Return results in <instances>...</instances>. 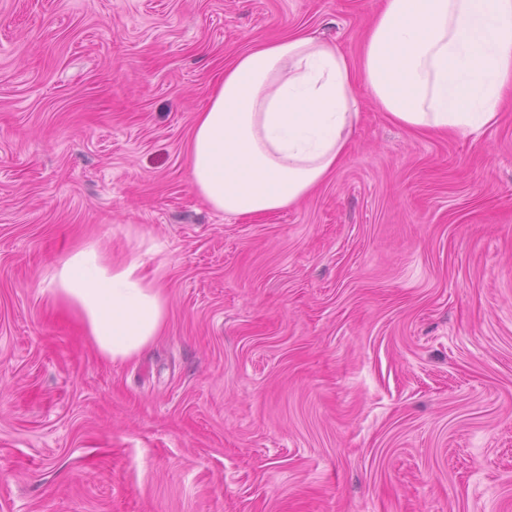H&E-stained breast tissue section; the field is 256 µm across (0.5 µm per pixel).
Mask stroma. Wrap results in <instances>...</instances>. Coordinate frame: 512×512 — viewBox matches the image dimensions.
<instances>
[{
  "label": "stroma",
  "mask_w": 512,
  "mask_h": 512,
  "mask_svg": "<svg viewBox=\"0 0 512 512\" xmlns=\"http://www.w3.org/2000/svg\"><path fill=\"white\" fill-rule=\"evenodd\" d=\"M381 0H0V512H512V105L429 136L358 88L336 173L234 217L189 145L224 68ZM168 303L104 358L43 278L86 241Z\"/></svg>",
  "instance_id": "35a3bbf8"
}]
</instances>
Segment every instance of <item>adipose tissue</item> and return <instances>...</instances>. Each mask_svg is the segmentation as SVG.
Masks as SVG:
<instances>
[{
    "instance_id": "ef3b65f1",
    "label": "adipose tissue",
    "mask_w": 512,
    "mask_h": 512,
    "mask_svg": "<svg viewBox=\"0 0 512 512\" xmlns=\"http://www.w3.org/2000/svg\"><path fill=\"white\" fill-rule=\"evenodd\" d=\"M359 84L402 127L482 133L512 97V0H383L355 60L302 31L241 52L193 126L198 194L241 217L308 197L347 152ZM46 280L109 360L139 355L165 324L166 297L139 258L115 265L91 243Z\"/></svg>"
}]
</instances>
